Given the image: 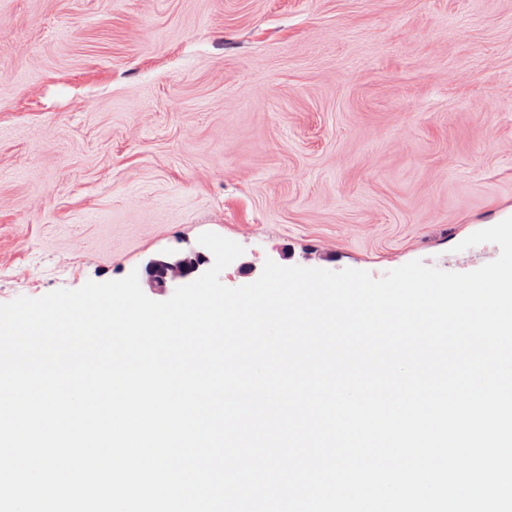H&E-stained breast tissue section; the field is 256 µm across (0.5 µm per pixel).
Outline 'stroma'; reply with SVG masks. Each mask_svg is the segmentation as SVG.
I'll return each instance as SVG.
<instances>
[{
	"mask_svg": "<svg viewBox=\"0 0 512 512\" xmlns=\"http://www.w3.org/2000/svg\"><path fill=\"white\" fill-rule=\"evenodd\" d=\"M512 217V0H0V304L213 232L451 272Z\"/></svg>",
	"mask_w": 512,
	"mask_h": 512,
	"instance_id": "stroma-1",
	"label": "stroma"
}]
</instances>
